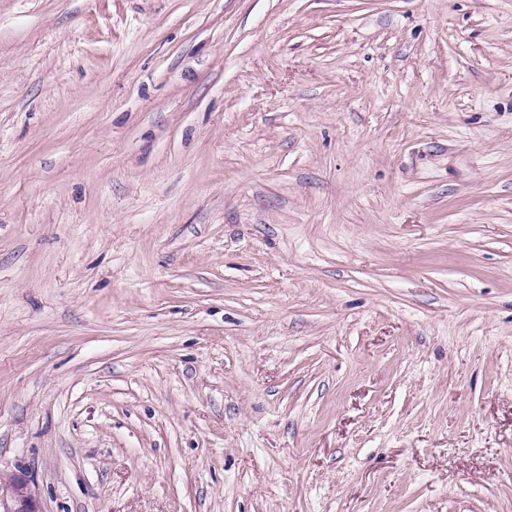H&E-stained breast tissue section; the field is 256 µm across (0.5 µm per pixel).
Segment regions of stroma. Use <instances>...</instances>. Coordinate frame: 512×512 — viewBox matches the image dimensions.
<instances>
[{
  "instance_id": "1",
  "label": "stroma",
  "mask_w": 512,
  "mask_h": 512,
  "mask_svg": "<svg viewBox=\"0 0 512 512\" xmlns=\"http://www.w3.org/2000/svg\"><path fill=\"white\" fill-rule=\"evenodd\" d=\"M43 512H512V0H0V477Z\"/></svg>"
}]
</instances>
